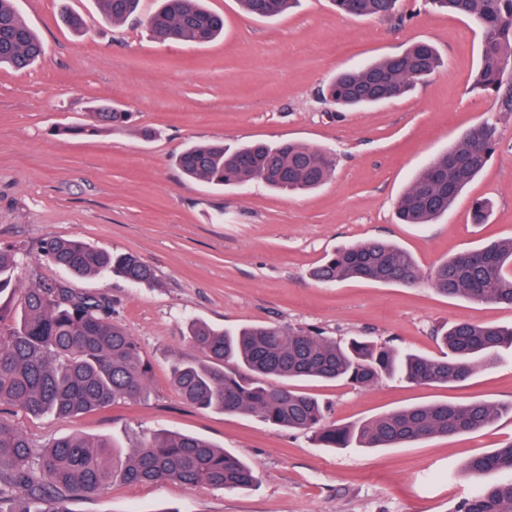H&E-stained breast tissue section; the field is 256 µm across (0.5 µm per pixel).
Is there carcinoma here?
I'll use <instances>...</instances> for the list:
<instances>
[{
	"label": "carcinoma",
	"mask_w": 512,
	"mask_h": 512,
	"mask_svg": "<svg viewBox=\"0 0 512 512\" xmlns=\"http://www.w3.org/2000/svg\"><path fill=\"white\" fill-rule=\"evenodd\" d=\"M101 15L121 24L140 0H96ZM147 20L154 38L209 44L224 34V17L204 0H156ZM250 14L273 19L297 0H239ZM345 14L389 17L399 0H332ZM433 8L470 20L480 33L475 87L492 92L512 112V0H428ZM45 53L22 18L16 0H0V66L23 70ZM442 67L436 48L418 41L404 52L339 73L326 99L341 108L364 107L405 95ZM99 125L120 129L129 113L102 104ZM498 144L496 123L474 124L459 144L434 158L411 180L396 204L402 224H430L448 213L465 187L487 166ZM183 175L238 188L261 182L300 194L320 188L336 168V155L295 141H256L234 150L222 143L191 144L177 156ZM42 256L76 277L115 276L130 283L154 280L152 268L132 254H112L73 238H51ZM25 250H0V404L33 416L69 417L147 395L150 365L136 340L112 322L111 302L79 295L59 281L20 286ZM327 285L348 279L415 284L421 269L411 252L381 240L343 246L312 271ZM430 285L451 298L512 307V238L459 252L428 274ZM189 341L201 359L173 363L171 379L184 401L205 410L251 413L290 430L314 434L327 448H397L417 441L479 431L499 409L485 401L403 408L357 426L327 421L325 406L294 387L303 380H346L371 387L385 378L418 384L462 382L494 368L512 348V328L456 322L441 336L440 356L416 354L363 337L345 342L279 325L236 330L193 322ZM475 478L511 476L483 484L455 512H512V442L467 460ZM110 480L172 481L245 490L258 482L256 468L199 437L164 433L129 450L105 438L68 436L40 451L11 421L0 418V512H71L68 504Z\"/></svg>",
	"instance_id": "carcinoma-1"
}]
</instances>
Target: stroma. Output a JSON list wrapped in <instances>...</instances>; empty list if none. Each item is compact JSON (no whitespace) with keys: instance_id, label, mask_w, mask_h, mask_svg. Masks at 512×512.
I'll list each match as a JSON object with an SVG mask.
<instances>
[{"instance_id":"1","label":"stroma","mask_w":512,"mask_h":512,"mask_svg":"<svg viewBox=\"0 0 512 512\" xmlns=\"http://www.w3.org/2000/svg\"><path fill=\"white\" fill-rule=\"evenodd\" d=\"M224 16L222 39L190 46L155 41L141 21L101 20L94 0H19L47 45L21 72L0 69V248H30L23 284L63 281L112 301V319L151 366L149 394L66 418L0 406L35 447L69 435L119 448L167 431L206 438L253 462L244 492L175 482L113 481L72 501V512H454L475 492L467 459L512 441V353L461 383L386 379L372 387L309 382L330 420L355 424L421 404L481 400L501 406L488 428L404 448H322L310 434L185 402L170 366L193 356L187 329L276 324L335 340H369L437 356V332L470 321L512 325V308L451 299L427 281L325 285L311 271L343 245L381 238L410 251L422 273L484 242L512 238V112L473 90L480 37L466 19L426 0H399L394 18H356L331 0H301L274 20L238 0H207ZM83 14L85 35L58 20ZM425 40L444 66L403 98L340 112L322 96L338 72L401 53ZM116 102L131 118L94 131L95 104ZM496 121L491 161L435 223L401 224L395 204L411 179L484 119ZM152 138H144V130ZM298 140L333 150V178L289 196L256 184L216 188L185 178L175 159L190 143L237 146ZM491 202L483 224L473 201ZM78 238L150 265L153 282L75 277L37 253L43 240Z\"/></svg>"}]
</instances>
